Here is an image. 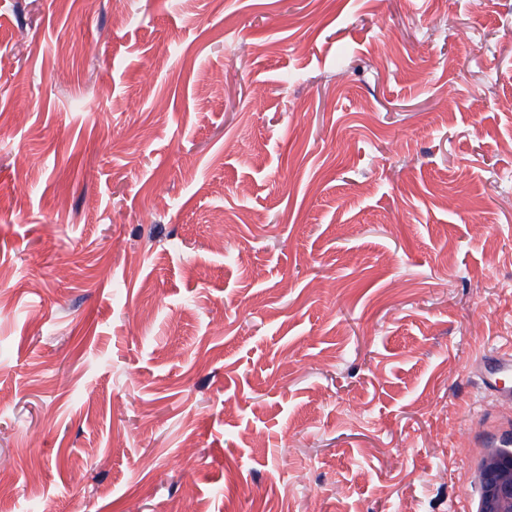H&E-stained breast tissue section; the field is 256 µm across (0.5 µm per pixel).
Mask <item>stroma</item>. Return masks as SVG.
Here are the masks:
<instances>
[{"label": "stroma", "mask_w": 512, "mask_h": 512, "mask_svg": "<svg viewBox=\"0 0 512 512\" xmlns=\"http://www.w3.org/2000/svg\"><path fill=\"white\" fill-rule=\"evenodd\" d=\"M510 346L512 0H0V512H476ZM479 373L486 390L512 401V387L499 385V380L512 373V349H495L480 359Z\"/></svg>", "instance_id": "obj_1"}]
</instances>
